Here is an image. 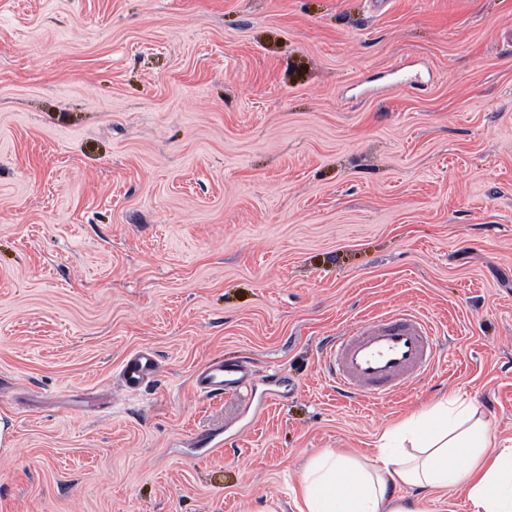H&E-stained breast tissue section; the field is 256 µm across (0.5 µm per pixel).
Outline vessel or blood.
Instances as JSON below:
<instances>
[{
	"instance_id": "obj_1",
	"label": "vessel or blood",
	"mask_w": 512,
	"mask_h": 512,
	"mask_svg": "<svg viewBox=\"0 0 512 512\" xmlns=\"http://www.w3.org/2000/svg\"><path fill=\"white\" fill-rule=\"evenodd\" d=\"M440 350L434 328L422 316L390 312L354 323L331 339L325 349V373L338 393L368 400L383 399L403 390L436 365ZM153 352L128 357L120 373L123 390L134 394L154 374ZM249 365L208 364L192 377L194 390L220 396L250 383Z\"/></svg>"
}]
</instances>
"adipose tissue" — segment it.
I'll use <instances>...</instances> for the list:
<instances>
[{
    "instance_id": "ef3b65f1",
    "label": "adipose tissue",
    "mask_w": 512,
    "mask_h": 512,
    "mask_svg": "<svg viewBox=\"0 0 512 512\" xmlns=\"http://www.w3.org/2000/svg\"><path fill=\"white\" fill-rule=\"evenodd\" d=\"M476 408L458 398L387 429L368 458L325 450L303 466L296 512H425L443 489L462 487L470 512H512V438L492 437ZM463 459L460 467L451 466Z\"/></svg>"
}]
</instances>
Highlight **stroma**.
I'll use <instances>...</instances> for the list:
<instances>
[{
	"instance_id": "stroma-1",
	"label": "stroma",
	"mask_w": 512,
	"mask_h": 512,
	"mask_svg": "<svg viewBox=\"0 0 512 512\" xmlns=\"http://www.w3.org/2000/svg\"><path fill=\"white\" fill-rule=\"evenodd\" d=\"M397 310L434 370L339 395ZM446 395L512 438V0H0V512H295ZM434 328L422 316L390 312L355 322L325 349V373L336 391L353 398H387L436 365ZM157 367L156 356L148 350H141L128 357L120 373L122 389L135 394L141 390L144 384L154 374ZM254 373L246 363L207 364L198 369L192 377L194 390L204 396L224 395L250 383Z\"/></svg>"
}]
</instances>
